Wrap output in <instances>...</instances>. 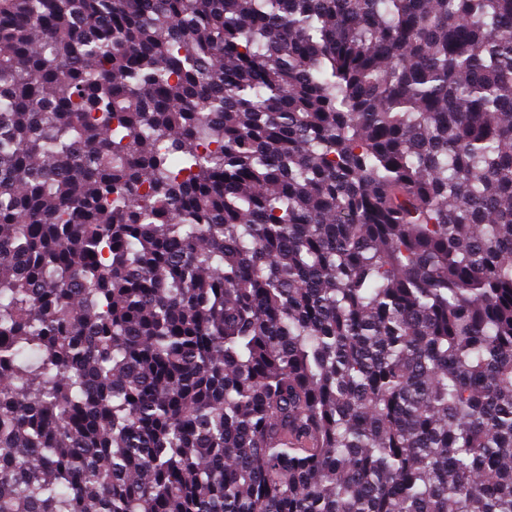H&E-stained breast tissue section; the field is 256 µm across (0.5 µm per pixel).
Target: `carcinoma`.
<instances>
[{"mask_svg": "<svg viewBox=\"0 0 512 512\" xmlns=\"http://www.w3.org/2000/svg\"><path fill=\"white\" fill-rule=\"evenodd\" d=\"M0 512H512V0H0Z\"/></svg>", "mask_w": 512, "mask_h": 512, "instance_id": "carcinoma-1", "label": "carcinoma"}]
</instances>
